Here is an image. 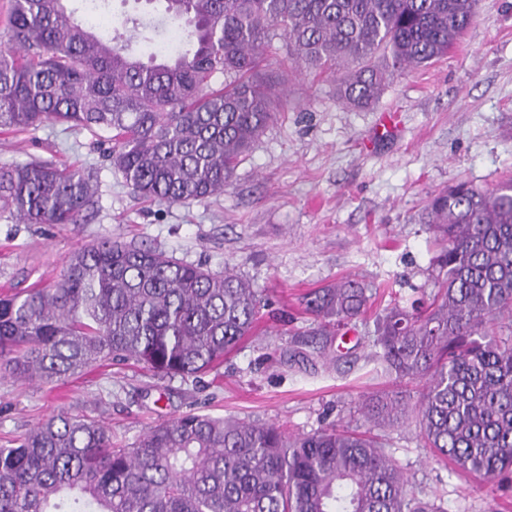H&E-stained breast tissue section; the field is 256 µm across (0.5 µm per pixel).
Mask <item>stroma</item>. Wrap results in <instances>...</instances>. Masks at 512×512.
Returning <instances> with one entry per match:
<instances>
[{"instance_id":"stroma-1","label":"stroma","mask_w":512,"mask_h":512,"mask_svg":"<svg viewBox=\"0 0 512 512\" xmlns=\"http://www.w3.org/2000/svg\"><path fill=\"white\" fill-rule=\"evenodd\" d=\"M282 81L284 111L223 195L188 205L137 197L89 132L46 123L0 133V163L41 159L97 174L95 208L81 223L0 218V290L52 283L73 251L112 236L234 270L263 298L253 336L197 380L132 363L53 382L0 372V445L60 412L103 419L125 444L185 412L275 423L291 435L346 425L377 435L411 491L446 512H512V491L424 448L415 417L379 428L360 412L396 387L375 358L376 318L433 289L427 197L460 181L492 189L512 178V0H479L454 50L389 82L370 106L338 102L334 80L302 70ZM345 277L385 290L366 315L318 335L301 297Z\"/></svg>"}]
</instances>
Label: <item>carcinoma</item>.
Listing matches in <instances>:
<instances>
[{
    "instance_id": "obj_1",
    "label": "carcinoma",
    "mask_w": 512,
    "mask_h": 512,
    "mask_svg": "<svg viewBox=\"0 0 512 512\" xmlns=\"http://www.w3.org/2000/svg\"><path fill=\"white\" fill-rule=\"evenodd\" d=\"M68 0H10L0 35V130L42 123L89 131L134 193L188 204L224 192L240 157L283 107L275 61L316 76L338 69L336 97L378 98L406 70L448 54L476 0H161L147 58L105 40ZM287 48L277 59L273 35ZM224 81L214 86L213 79ZM91 170L43 160L0 164V216L77 224L93 208ZM439 253L424 306L377 324L385 373L406 386L364 416L397 426L418 396L424 446L489 480L512 476V180L460 182L428 197ZM372 288L345 278L310 291L322 328L363 315ZM250 280L148 246L102 237L62 277L0 297V363L28 381H64L106 361L198 378L255 329ZM374 437L332 425L289 436L274 424L183 413L132 444L62 413L0 446V512H445L408 489Z\"/></svg>"
}]
</instances>
